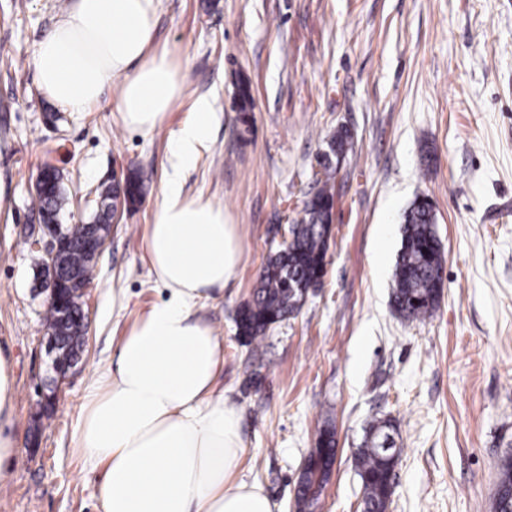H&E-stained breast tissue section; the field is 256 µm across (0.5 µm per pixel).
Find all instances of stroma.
I'll list each match as a JSON object with an SVG mask.
<instances>
[{"mask_svg": "<svg viewBox=\"0 0 512 512\" xmlns=\"http://www.w3.org/2000/svg\"><path fill=\"white\" fill-rule=\"evenodd\" d=\"M71 0H0V350L15 367L22 455L0 474V512H100V468L72 446L87 386L116 361L136 316L160 298L144 235L162 200L169 137L209 97L221 123L186 188L224 207L243 256L199 313L224 343L218 390L241 412L234 478L296 512L298 471L324 421L336 463L316 512H362L353 452L375 416L395 420L401 456L388 512H494L512 453V0H159L155 43L177 49L184 93L160 130L133 134L111 112H71L40 92L31 59ZM254 107H235V74ZM351 148L335 177L320 288L259 348L234 318L250 299L277 225L316 189L337 130ZM63 174L59 217H90L92 193L126 169L145 194L114 226L83 297L87 344L41 405L46 298L24 248L33 184ZM434 205L444 246L434 315L389 304L403 215ZM128 307L112 311V294Z\"/></svg>", "mask_w": 512, "mask_h": 512, "instance_id": "1", "label": "stroma"}]
</instances>
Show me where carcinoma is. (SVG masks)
Returning a JSON list of instances; mask_svg holds the SVG:
<instances>
[{
    "label": "carcinoma",
    "instance_id": "obj_1",
    "mask_svg": "<svg viewBox=\"0 0 512 512\" xmlns=\"http://www.w3.org/2000/svg\"><path fill=\"white\" fill-rule=\"evenodd\" d=\"M237 90L240 111H251L253 97L249 79L238 78ZM335 173L331 164L323 165L321 177L316 180L317 190L306 202L303 218L289 227L288 245H280L269 254L251 300L237 311V335L246 344L259 345L274 325L298 313L308 290L319 285L331 236ZM142 195V178L129 173L123 197H118V188H113L112 203L130 207L140 201ZM41 203L60 212L67 204V196L56 182L41 194ZM443 262L444 248L435 230L432 206L427 197H417L404 215L401 246L391 284L390 304L398 315L408 320H422L433 313L443 288ZM70 264L85 281L93 279L94 260L80 250L71 253ZM395 430L391 419L373 418L354 454L363 512H387L392 501L394 483L388 481V477L400 458V449L389 437ZM317 447L318 456L325 458L324 464H334L336 435L318 436ZM322 465L318 463L306 471L296 499L298 512H311L318 503L309 497V492L325 478L321 473ZM494 512H512V455L503 458L499 465Z\"/></svg>",
    "mask_w": 512,
    "mask_h": 512
}]
</instances>
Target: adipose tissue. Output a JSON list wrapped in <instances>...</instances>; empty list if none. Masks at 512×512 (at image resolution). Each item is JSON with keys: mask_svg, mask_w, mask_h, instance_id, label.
I'll list each match as a JSON object with an SVG mask.
<instances>
[{"mask_svg": "<svg viewBox=\"0 0 512 512\" xmlns=\"http://www.w3.org/2000/svg\"><path fill=\"white\" fill-rule=\"evenodd\" d=\"M156 16L157 0H72L34 54L40 91L85 112L118 82L115 118L152 134L183 95L178 56L154 45ZM217 124L202 98L171 134L163 199L145 234L149 273L165 295L136 317L115 367L100 371L84 395L73 445L103 471L101 512H273L261 485L233 480L240 413L216 391L224 350L197 315L233 278L242 254L223 207L183 185ZM16 396L13 362L0 354L1 473L21 453L12 433Z\"/></svg>", "mask_w": 512, "mask_h": 512, "instance_id": "obj_1", "label": "adipose tissue"}]
</instances>
